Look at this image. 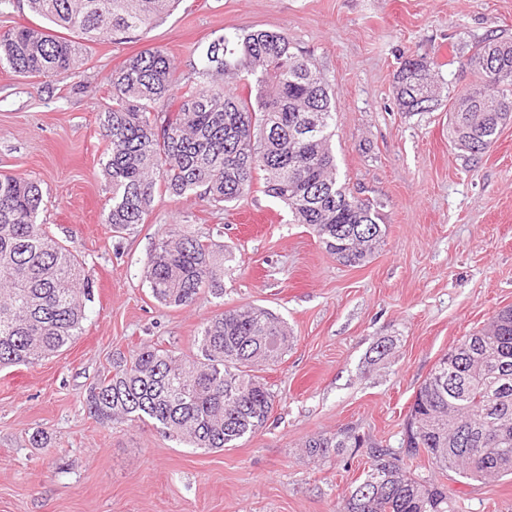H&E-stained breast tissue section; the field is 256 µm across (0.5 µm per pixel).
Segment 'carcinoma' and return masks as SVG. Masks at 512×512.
<instances>
[{"label":"carcinoma","instance_id":"cac0c4a2","mask_svg":"<svg viewBox=\"0 0 512 512\" xmlns=\"http://www.w3.org/2000/svg\"><path fill=\"white\" fill-rule=\"evenodd\" d=\"M175 0H27L46 26L0 32V66L39 79L75 74L87 44L130 35L167 15ZM468 64L481 83L455 98L454 141L487 151L512 119V40L488 39ZM174 67L159 47L127 60L109 77L112 106L100 115L110 144L102 162L112 196L102 223L123 233L144 223L162 187L177 197L231 204L262 175L267 195L307 224L336 261L365 264L384 244L376 206L353 196L337 176L328 85L287 34L256 30L215 37L198 55L199 81L172 94ZM233 76L249 89L226 91ZM405 112L430 110L427 63L409 60L397 74ZM43 203L33 177L0 174V368L54 356L81 334L93 301L90 271L38 223ZM143 277L166 307H190L204 293L224 297V257L191 227L155 242ZM286 322L260 306L228 309L204 322L196 352L178 356L144 346L91 388L89 412L103 424L150 425L204 451L235 448L263 429L275 395L258 366L288 350ZM455 359L443 356L409 408L410 440L401 450L369 447L371 463L337 512H456L448 491L415 477L420 456L468 480L512 476V307L462 337ZM344 431L305 443L320 460L331 448H362Z\"/></svg>","mask_w":512,"mask_h":512}]
</instances>
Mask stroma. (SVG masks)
Segmentation results:
<instances>
[{
	"label": "stroma",
	"mask_w": 512,
	"mask_h": 512,
	"mask_svg": "<svg viewBox=\"0 0 512 512\" xmlns=\"http://www.w3.org/2000/svg\"><path fill=\"white\" fill-rule=\"evenodd\" d=\"M256 29L286 32L330 89L340 180L377 204L387 228L363 265L336 262L259 180L227 208L157 191L144 223L120 237L101 221L110 73L158 46L180 88L195 77L197 49ZM491 35L512 38V0H180L147 30L90 44L79 77L59 78L52 93L0 67V173L39 180L40 223L73 246L95 286L81 335L60 355L0 369V512H336L368 455L317 460L305 442L349 429L399 449L438 359L512 307V123L477 158L448 126L456 94L480 81L466 60ZM413 58L438 84L426 112L394 99ZM177 224L223 247V298L167 308L152 297L145 262ZM249 304L282 316L292 336L265 372L276 403L263 431L205 452L90 414L89 388L139 348L192 353L202 323ZM382 341L391 349L380 359ZM38 431L46 447L30 446ZM413 472L445 485L458 512H512L511 477L466 480L424 459Z\"/></svg>",
	"instance_id": "1"
}]
</instances>
